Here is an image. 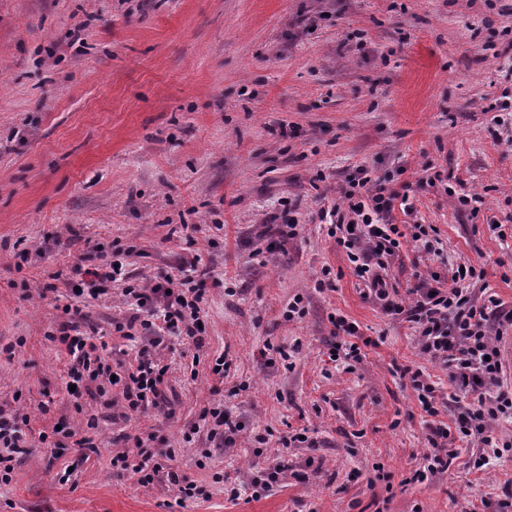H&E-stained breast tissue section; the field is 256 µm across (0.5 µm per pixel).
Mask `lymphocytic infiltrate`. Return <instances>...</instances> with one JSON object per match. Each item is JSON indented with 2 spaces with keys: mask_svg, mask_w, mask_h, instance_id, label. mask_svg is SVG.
<instances>
[{
  "mask_svg": "<svg viewBox=\"0 0 512 512\" xmlns=\"http://www.w3.org/2000/svg\"><path fill=\"white\" fill-rule=\"evenodd\" d=\"M410 216L415 207L409 191L386 187L383 179L360 174L342 188L338 202L329 215L331 234L342 247L358 277L370 285L369 294L387 315L415 324L419 352L430 362L448 370L456 388L472 395L473 402L457 420L455 429L431 428L430 452L426 453V470L436 475L449 466L448 439L452 432L473 437L481 452L471 462L473 470L483 469L488 461L512 450V444L499 441L494 434L498 422L512 419V385L505 380L504 357L500 342L512 331V309H505L496 293L474 292L471 281L481 273L474 266L453 269L451 276L433 272L419 277L411 288L410 303L394 300L381 276L397 257L404 235L390 216L394 209ZM199 257L184 262L182 278L165 277L148 286L139 283L123 290L125 300L142 313L140 322L146 343L138 352L123 384L124 409L137 412L165 409L164 384L169 367L155 353L165 336L182 333L196 336L202 320L203 289L206 269ZM162 306V322L152 321L155 306ZM56 341L72 356L70 377L75 386L103 385L112 380V367L103 359L92 337L61 330ZM151 448L135 452L122 451L112 457L114 466L138 475L140 482H152L165 476L176 486L182 499L202 496L204 489L187 476L164 469Z\"/></svg>",
  "mask_w": 512,
  "mask_h": 512,
  "instance_id": "obj_1",
  "label": "lymphocytic infiltrate"
}]
</instances>
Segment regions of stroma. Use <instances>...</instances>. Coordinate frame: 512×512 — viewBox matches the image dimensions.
<instances>
[{"label":"stroma","mask_w":512,"mask_h":512,"mask_svg":"<svg viewBox=\"0 0 512 512\" xmlns=\"http://www.w3.org/2000/svg\"><path fill=\"white\" fill-rule=\"evenodd\" d=\"M511 42L512 0H0V411L28 416L31 443L0 481V512H480L500 498L512 455L472 473L479 443L458 433L447 472L413 481L430 425L454 426L468 399L412 323L364 298L322 212L362 168L411 184L416 212L393 221L433 225L443 254L403 245L389 286L466 262L512 307ZM428 164L442 183L422 185ZM287 222L290 239L275 232ZM127 246L103 295L54 277ZM195 255L210 271L202 344L164 339L170 414L123 413L118 385L70 395L49 333L78 326L130 364L144 340L113 329L132 314L125 282ZM297 297L303 313L287 319ZM338 314L357 327L360 363L329 359ZM418 368L438 387L436 416L411 386ZM218 403L247 424L226 450L199 426ZM60 422L75 438L54 434ZM136 437L173 449L205 496L182 502L113 467ZM274 456L291 475L253 497Z\"/></svg>","instance_id":"obj_1"}]
</instances>
